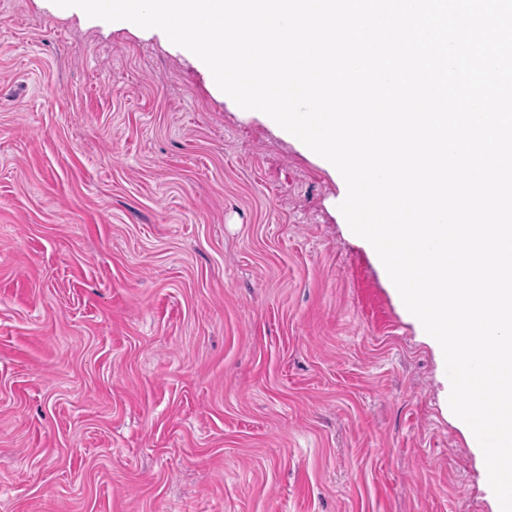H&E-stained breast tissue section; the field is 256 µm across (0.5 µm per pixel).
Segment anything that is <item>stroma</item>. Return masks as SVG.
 Listing matches in <instances>:
<instances>
[{"mask_svg":"<svg viewBox=\"0 0 512 512\" xmlns=\"http://www.w3.org/2000/svg\"><path fill=\"white\" fill-rule=\"evenodd\" d=\"M339 194L169 41L0 0V512H497Z\"/></svg>","mask_w":512,"mask_h":512,"instance_id":"35a3bbf8","label":"stroma"}]
</instances>
